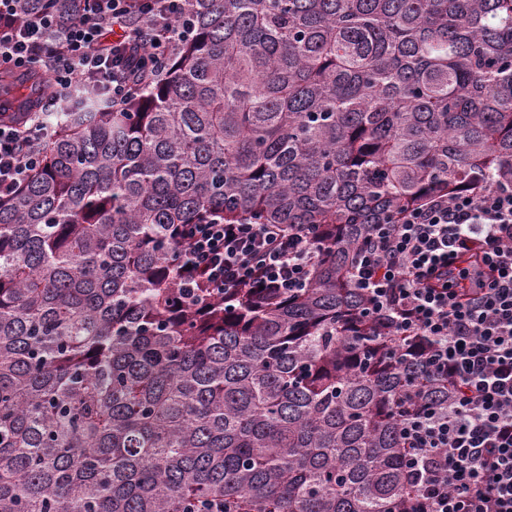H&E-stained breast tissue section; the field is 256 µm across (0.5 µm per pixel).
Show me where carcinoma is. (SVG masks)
<instances>
[{"label": "carcinoma", "mask_w": 512, "mask_h": 512, "mask_svg": "<svg viewBox=\"0 0 512 512\" xmlns=\"http://www.w3.org/2000/svg\"><path fill=\"white\" fill-rule=\"evenodd\" d=\"M191 34L114 109L44 88L0 198V512H405L396 406L448 405L365 317L369 225L512 185V0H183ZM297 224L294 295L205 308L180 224ZM47 135L40 123L25 129L0 123V197L15 193L36 168L42 140Z\"/></svg>", "instance_id": "1"}]
</instances>
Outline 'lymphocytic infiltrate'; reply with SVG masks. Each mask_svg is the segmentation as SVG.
<instances>
[{"mask_svg": "<svg viewBox=\"0 0 512 512\" xmlns=\"http://www.w3.org/2000/svg\"><path fill=\"white\" fill-rule=\"evenodd\" d=\"M182 0H72L59 13L0 0V71L43 63L54 87H107L113 107L135 94L187 29ZM145 12L149 38L128 23ZM44 126L0 123V197L40 161ZM178 280L207 304L242 289L306 287L321 257L310 230L282 224H184ZM350 282L375 326L414 340L426 372L452 397L400 424L407 512H512V187L482 180L436 194L392 224L371 225Z\"/></svg>", "mask_w": 512, "mask_h": 512, "instance_id": "1", "label": "lymphocytic infiltrate"}]
</instances>
